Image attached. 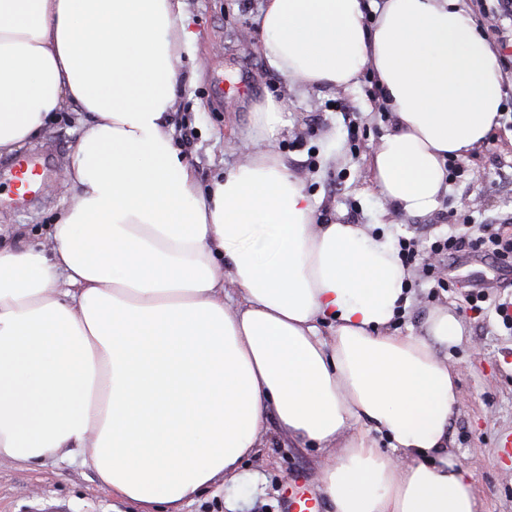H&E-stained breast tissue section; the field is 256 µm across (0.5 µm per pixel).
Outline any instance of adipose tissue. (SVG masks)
I'll return each mask as SVG.
<instances>
[{
    "instance_id": "obj_1",
    "label": "adipose tissue",
    "mask_w": 512,
    "mask_h": 512,
    "mask_svg": "<svg viewBox=\"0 0 512 512\" xmlns=\"http://www.w3.org/2000/svg\"><path fill=\"white\" fill-rule=\"evenodd\" d=\"M264 0L268 64L298 92L354 88L372 71L393 114L371 182L422 216L445 163L500 126L498 54L462 0ZM187 0H0V157L70 109L71 190L39 239L0 235V459L63 457L141 512L233 482L275 418L295 442L336 448L335 512H484L448 454L459 402L439 350L460 341L410 302L390 237L322 224L271 148L284 106L254 105L244 158L199 180L172 136ZM386 436L390 452L377 445Z\"/></svg>"
}]
</instances>
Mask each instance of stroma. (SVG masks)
<instances>
[{"label":"stroma","instance_id":"obj_1","mask_svg":"<svg viewBox=\"0 0 512 512\" xmlns=\"http://www.w3.org/2000/svg\"><path fill=\"white\" fill-rule=\"evenodd\" d=\"M190 25L199 31L194 65L199 78L182 82L175 114L174 139L201 185H209L240 155L228 143L248 126L251 103L266 95L284 102L288 132L275 142L291 169L304 178L306 190L319 201L323 223L379 225L391 237L415 236L422 243L445 235L450 225L473 216L476 222L512 217V11L501 0H465L470 14L497 48L505 73L500 128L480 149L462 160L448 177V191L425 216L394 213L376 193L368 175L372 146L392 127V114L380 99L371 73L347 91L299 95L271 68L263 54V37L254 22L262 0H188ZM360 127L350 138L349 117ZM73 115L64 111L45 138L22 150L25 158H44V188L27 201H0V226L26 225L36 232L51 223L69 195L56 176L77 140ZM449 273L454 288L428 285L411 289V304L399 317L400 333L420 335L427 314L448 308L460 321L459 344L441 350L453 363L460 398L449 433V451L478 480L486 512H512V330L494 306L512 296V270L487 255L461 252ZM483 280L486 297L470 306L467 296ZM335 449L301 448L284 437L268 418L263 445L245 458L244 477L231 484L216 481L182 512H228L238 501L242 512H288V491L296 483L318 496L320 512H330L321 495L324 466ZM137 506L112 496L89 467L62 461L25 467L0 460V512H136Z\"/></svg>","mask_w":512,"mask_h":512}]
</instances>
